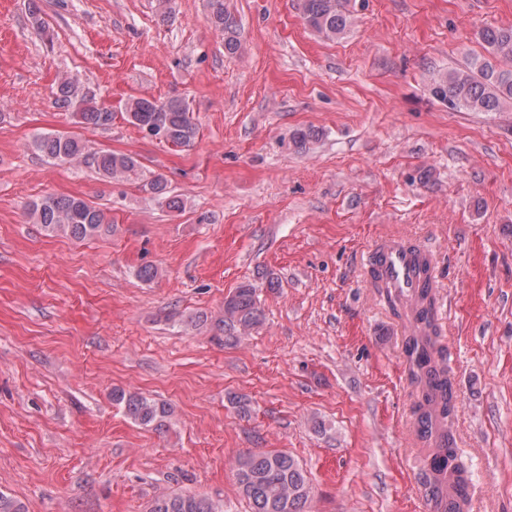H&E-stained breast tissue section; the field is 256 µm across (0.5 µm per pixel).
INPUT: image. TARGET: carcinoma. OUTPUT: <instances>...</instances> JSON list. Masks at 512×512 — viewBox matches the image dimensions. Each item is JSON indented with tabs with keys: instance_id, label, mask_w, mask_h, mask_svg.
<instances>
[{
	"instance_id": "1",
	"label": "carcinoma",
	"mask_w": 512,
	"mask_h": 512,
	"mask_svg": "<svg viewBox=\"0 0 512 512\" xmlns=\"http://www.w3.org/2000/svg\"><path fill=\"white\" fill-rule=\"evenodd\" d=\"M302 15L309 27L328 39L343 35L349 18L343 0H300ZM209 22L224 32V49L238 50L237 24L224 9V0H209ZM488 56L472 60L464 69H451L433 79L430 94L455 107L471 112H502L512 107V26H485L478 31ZM56 102L68 111L73 123L84 129L112 125L114 113L96 100L90 89L73 79L60 81ZM125 120L144 131L164 133L165 142L174 147L190 146L198 135V126L187 105L178 98L165 102L132 97L124 104ZM37 149L48 159L69 162L84 154L85 142L66 133L41 135ZM96 172L104 177L121 174L125 178L139 175L138 161L125 154L105 152L93 159ZM144 188L170 210H180L183 201L174 195L167 181L157 175ZM29 216L49 234L65 233L83 241L111 230L106 212L77 196H47L33 204ZM421 335L411 336L404 354L409 365L410 383L414 387V415L418 439L425 445V456L418 472V482L425 497L441 502L444 512H466L470 502L469 478L458 459L453 430L448 417L455 412V389L448 371L443 347L439 344L440 328L435 319L434 298L421 296ZM262 321L256 288L239 286L224 301L223 330L241 334L257 328ZM112 403L123 408L135 423L158 428L168 410L162 403L145 396L112 390ZM240 495L250 512H304L312 485L299 461L283 451L250 452L238 460L235 473ZM145 512H223L221 506L195 494H163L153 498Z\"/></svg>"
}]
</instances>
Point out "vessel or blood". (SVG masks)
<instances>
[{
  "label": "vessel or blood",
  "mask_w": 512,
  "mask_h": 512,
  "mask_svg": "<svg viewBox=\"0 0 512 512\" xmlns=\"http://www.w3.org/2000/svg\"><path fill=\"white\" fill-rule=\"evenodd\" d=\"M428 253L421 246L396 235H382L369 249L370 269L379 286L401 298L413 301L426 289L436 287L434 268L425 267Z\"/></svg>",
  "instance_id": "b4317fda"
}]
</instances>
